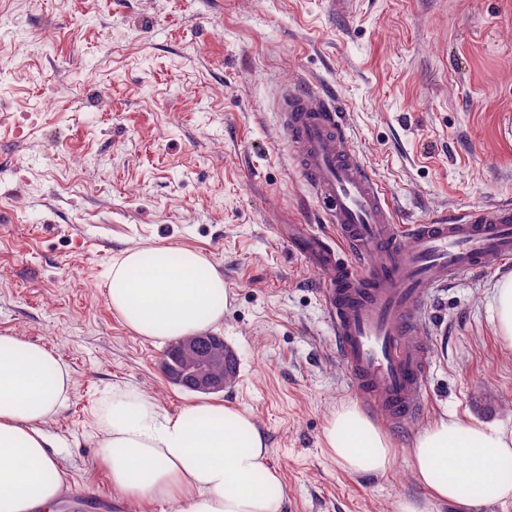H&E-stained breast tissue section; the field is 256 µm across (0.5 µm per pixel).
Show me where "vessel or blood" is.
Returning a JSON list of instances; mask_svg holds the SVG:
<instances>
[{
	"label": "vessel or blood",
	"mask_w": 512,
	"mask_h": 512,
	"mask_svg": "<svg viewBox=\"0 0 512 512\" xmlns=\"http://www.w3.org/2000/svg\"><path fill=\"white\" fill-rule=\"evenodd\" d=\"M277 110L296 165L333 227L329 238L295 228L294 247L330 276L325 300L354 388L403 422L421 411L427 388L429 351L412 340L418 310L433 290L512 259V203L401 226L325 92L285 87Z\"/></svg>",
	"instance_id": "obj_1"
}]
</instances>
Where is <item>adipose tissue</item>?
<instances>
[{"label":"adipose tissue","instance_id":"adipose-tissue-1","mask_svg":"<svg viewBox=\"0 0 512 512\" xmlns=\"http://www.w3.org/2000/svg\"><path fill=\"white\" fill-rule=\"evenodd\" d=\"M189 248L134 247L108 274V300L137 335L160 340L205 332L224 321V278ZM72 376L53 354L0 335V512H47L66 483L45 424L65 406ZM100 458L112 489L129 501H173L178 512H284L266 436L248 410L193 402L164 412L142 393L116 388L97 418ZM326 452L345 472L387 475L396 456L388 435L356 402L333 411ZM512 434L483 423L440 419L419 432L409 468L423 498H398L394 512H465L512 501Z\"/></svg>","mask_w":512,"mask_h":512}]
</instances>
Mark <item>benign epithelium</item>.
Listing matches in <instances>:
<instances>
[{
  "instance_id": "7a95c632",
  "label": "benign epithelium",
  "mask_w": 512,
  "mask_h": 512,
  "mask_svg": "<svg viewBox=\"0 0 512 512\" xmlns=\"http://www.w3.org/2000/svg\"><path fill=\"white\" fill-rule=\"evenodd\" d=\"M175 356L191 361L190 371L173 381L199 395L217 394L226 388L225 373L237 361L224 338L211 332L186 336L175 346Z\"/></svg>"
}]
</instances>
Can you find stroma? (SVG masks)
I'll return each mask as SVG.
<instances>
[{"label": "stroma", "mask_w": 512, "mask_h": 512, "mask_svg": "<svg viewBox=\"0 0 512 512\" xmlns=\"http://www.w3.org/2000/svg\"><path fill=\"white\" fill-rule=\"evenodd\" d=\"M0 335L71 372L47 425L72 493L53 512L110 507L96 414L113 387L167 413L196 395L161 369L165 343L112 311V262L133 247H187L223 276L221 336L285 512H393L418 497L415 436L443 415L512 432V350L492 321L491 265L433 292L415 339L430 350L421 416L394 426L359 401L336 347L325 272L293 225L330 233L278 127L284 84L322 87L403 224L512 202V0H0ZM25 41L24 54L14 52ZM52 109H44L45 100ZM390 436L396 467L352 475L323 429L347 401Z\"/></svg>", "instance_id": "obj_1"}]
</instances>
